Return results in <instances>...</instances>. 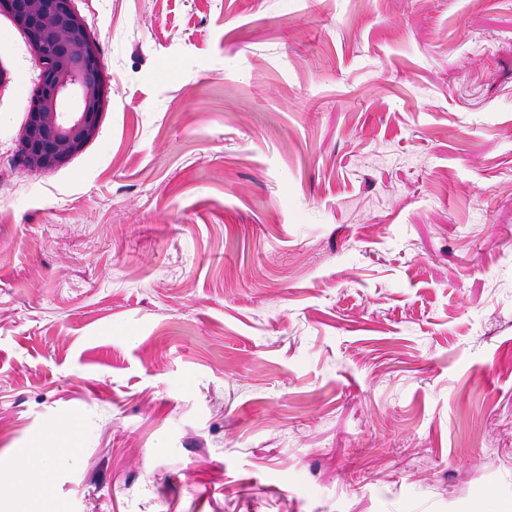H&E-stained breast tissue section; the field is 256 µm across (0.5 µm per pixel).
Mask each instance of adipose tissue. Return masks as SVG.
Segmentation results:
<instances>
[{"mask_svg":"<svg viewBox=\"0 0 512 512\" xmlns=\"http://www.w3.org/2000/svg\"><path fill=\"white\" fill-rule=\"evenodd\" d=\"M72 436V422L60 420L54 425L51 444L45 448L41 457H34L28 448L16 449L11 469L0 472V485L16 489L21 512H42L41 504L50 488V481L45 478L39 484L32 485L26 477L33 468L52 470L61 463L74 460V451L69 446Z\"/></svg>","mask_w":512,"mask_h":512,"instance_id":"ef3b65f1","label":"adipose tissue"}]
</instances>
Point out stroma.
Here are the masks:
<instances>
[{
	"instance_id": "1",
	"label": "stroma",
	"mask_w": 512,
	"mask_h": 512,
	"mask_svg": "<svg viewBox=\"0 0 512 512\" xmlns=\"http://www.w3.org/2000/svg\"><path fill=\"white\" fill-rule=\"evenodd\" d=\"M32 173L0 10V468L44 512H512V0H72ZM71 0H1L25 33L42 68L20 138L19 160L30 172L65 164L100 131L106 102L101 50ZM73 423L69 419L59 420L53 427L52 444L44 448L40 458L32 455L31 448H19L15 451V459L11 469L0 472V485L11 486L17 491L20 509L23 512H41L42 501L50 488V479L43 475L38 485L27 482L28 473L39 467L42 473L46 469L54 470L63 462L75 459L74 448H69L73 436Z\"/></svg>"
}]
</instances>
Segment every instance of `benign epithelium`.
Returning a JSON list of instances; mask_svg holds the SVG:
<instances>
[{
  "label": "benign epithelium",
  "instance_id": "obj_1",
  "mask_svg": "<svg viewBox=\"0 0 512 512\" xmlns=\"http://www.w3.org/2000/svg\"><path fill=\"white\" fill-rule=\"evenodd\" d=\"M25 33L42 68L20 138L19 160L30 172L65 164L100 131L106 102L101 50L71 0H0Z\"/></svg>",
  "mask_w": 512,
  "mask_h": 512
}]
</instances>
